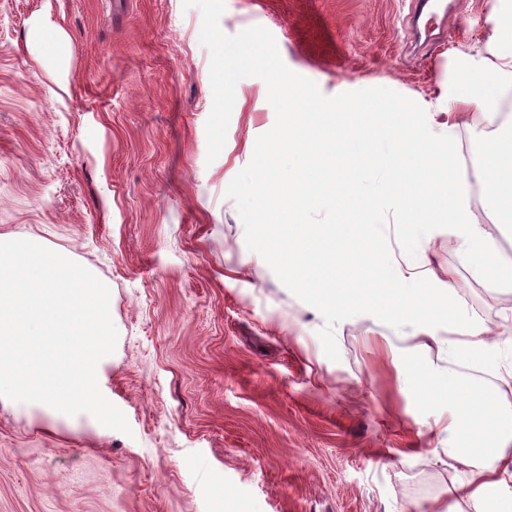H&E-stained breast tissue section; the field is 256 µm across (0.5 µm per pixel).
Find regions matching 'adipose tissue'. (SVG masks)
I'll use <instances>...</instances> for the list:
<instances>
[{"label": "adipose tissue", "mask_w": 512, "mask_h": 512, "mask_svg": "<svg viewBox=\"0 0 512 512\" xmlns=\"http://www.w3.org/2000/svg\"><path fill=\"white\" fill-rule=\"evenodd\" d=\"M465 69L470 74L466 92L455 94L457 111L449 113L440 129L417 126L413 106H401L406 124L394 132L397 148L407 152L421 164L422 195L437 210L439 223L448 227V238L458 249L487 237L483 225L471 218L473 188H480L486 201L496 212L512 217V180L506 179L499 143L485 145L483 151L460 162L456 130L461 114L474 109L488 120H495L497 103L484 92L485 76H493L499 86L512 89V39L504 38L500 26H492L482 52L464 54ZM447 465L459 468L465 476L467 499L474 512H486V494L496 491L503 502L512 503V437H496L489 447L473 452L449 449Z\"/></svg>", "instance_id": "ef3b65f1"}]
</instances>
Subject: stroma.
Instances as JSON below:
<instances>
[{"label": "stroma", "instance_id": "1", "mask_svg": "<svg viewBox=\"0 0 512 512\" xmlns=\"http://www.w3.org/2000/svg\"><path fill=\"white\" fill-rule=\"evenodd\" d=\"M442 44L412 0H225L228 35L260 25L293 72L328 96L387 87L435 117L443 83L464 87L507 0H453ZM182 0H0V235L80 263L110 289L119 338L98 364L130 434L0 396V512H465L459 474L437 452L485 446L450 428L448 400L484 375L512 417V335L487 358L448 352L462 316L512 308V235L482 193L489 246L457 251L431 232L416 257L395 233V267L455 278L436 338L369 314L335 328L250 251L226 190L275 123L267 87L240 80L226 144L207 162L209 49Z\"/></svg>", "mask_w": 512, "mask_h": 512}]
</instances>
